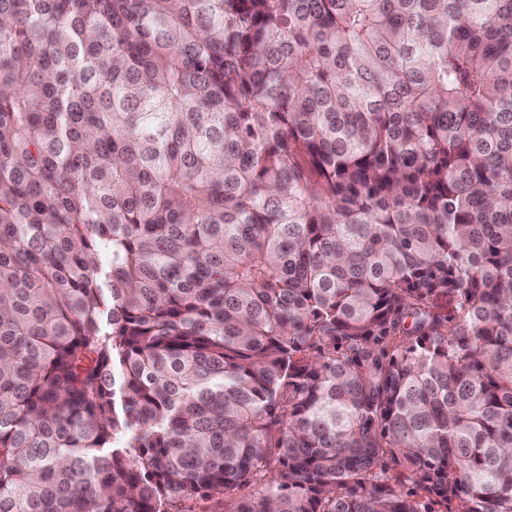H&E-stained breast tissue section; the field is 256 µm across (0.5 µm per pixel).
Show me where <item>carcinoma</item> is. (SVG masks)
Returning <instances> with one entry per match:
<instances>
[{
  "mask_svg": "<svg viewBox=\"0 0 512 512\" xmlns=\"http://www.w3.org/2000/svg\"><path fill=\"white\" fill-rule=\"evenodd\" d=\"M512 512V0H0V512Z\"/></svg>",
  "mask_w": 512,
  "mask_h": 512,
  "instance_id": "carcinoma-1",
  "label": "carcinoma"
}]
</instances>
